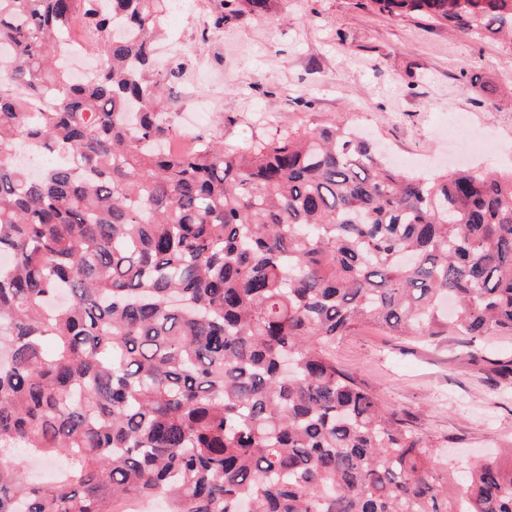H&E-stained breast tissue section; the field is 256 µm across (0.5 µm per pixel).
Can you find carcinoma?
<instances>
[{
	"instance_id": "carcinoma-1",
	"label": "carcinoma",
	"mask_w": 512,
	"mask_h": 512,
	"mask_svg": "<svg viewBox=\"0 0 512 512\" xmlns=\"http://www.w3.org/2000/svg\"><path fill=\"white\" fill-rule=\"evenodd\" d=\"M167 2L0 0V512H512L511 447L456 482L330 354L464 336L512 377L481 345L512 341V171L425 178L341 126L175 154ZM370 2L512 50V0ZM22 146L70 161L31 177Z\"/></svg>"
}]
</instances>
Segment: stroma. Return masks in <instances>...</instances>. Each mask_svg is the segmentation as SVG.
<instances>
[{
    "instance_id": "obj_1",
    "label": "stroma",
    "mask_w": 512,
    "mask_h": 512,
    "mask_svg": "<svg viewBox=\"0 0 512 512\" xmlns=\"http://www.w3.org/2000/svg\"><path fill=\"white\" fill-rule=\"evenodd\" d=\"M266 4L263 16L227 17L223 0H171L158 61L182 65L168 99L178 132L237 148L283 128L340 123L399 169L427 175L457 154L448 119L458 115L480 143L462 166L512 169V50L499 41L390 17L367 0ZM198 95L210 113L197 120ZM336 361L438 442L437 460L454 470L512 440V386L456 337L427 345L360 327L337 341Z\"/></svg>"
}]
</instances>
